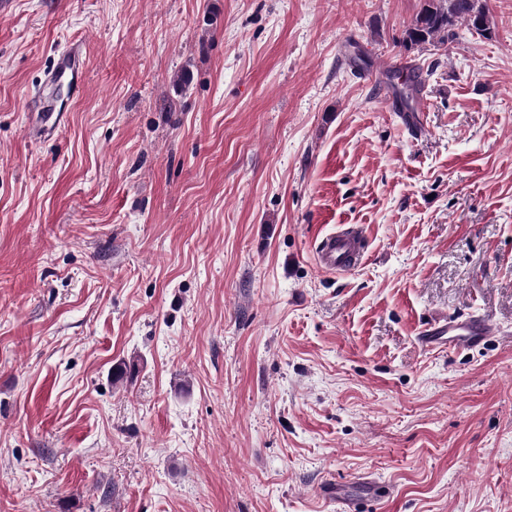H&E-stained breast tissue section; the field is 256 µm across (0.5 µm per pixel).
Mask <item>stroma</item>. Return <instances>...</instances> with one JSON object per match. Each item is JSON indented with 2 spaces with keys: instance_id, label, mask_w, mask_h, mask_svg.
I'll use <instances>...</instances> for the list:
<instances>
[{
  "instance_id": "obj_1",
  "label": "stroma",
  "mask_w": 512,
  "mask_h": 512,
  "mask_svg": "<svg viewBox=\"0 0 512 512\" xmlns=\"http://www.w3.org/2000/svg\"><path fill=\"white\" fill-rule=\"evenodd\" d=\"M480 3L491 36L408 50L423 0H0V512H512V0ZM472 315L499 334L421 343ZM84 74L79 56L75 50H69L57 55L52 70L48 76V90L54 89L67 80L68 89L72 94H79L84 88ZM364 257V235L349 226L325 236L317 248V261L326 272H343L359 265Z\"/></svg>"
}]
</instances>
